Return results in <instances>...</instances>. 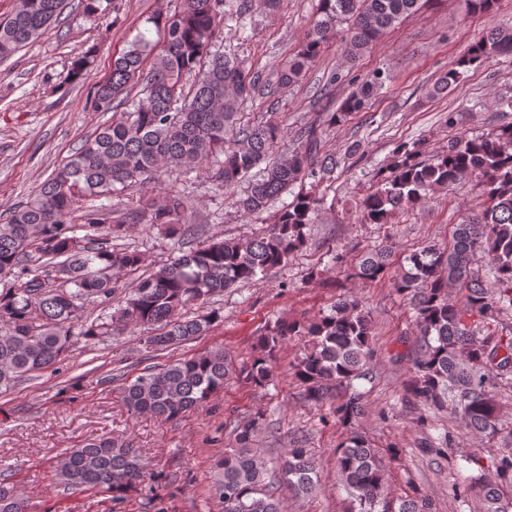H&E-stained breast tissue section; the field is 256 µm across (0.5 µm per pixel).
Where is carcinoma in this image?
Returning a JSON list of instances; mask_svg holds the SVG:
<instances>
[{"label":"carcinoma","mask_w":512,"mask_h":512,"mask_svg":"<svg viewBox=\"0 0 512 512\" xmlns=\"http://www.w3.org/2000/svg\"><path fill=\"white\" fill-rule=\"evenodd\" d=\"M422 0H319L317 14L299 49L272 66L275 89L298 85L333 39L337 27L349 24L345 55L354 61L375 45L388 29L415 13ZM64 0H22L0 20V61L39 38L62 13ZM249 0H177L174 9L146 19L157 39L138 32L126 50L113 59L107 78L96 84L90 106L110 112L114 102L126 104L120 120L102 128L83 144L23 203L0 219V394L26 379L60 369L70 348L96 343L129 326H157L163 332L146 337L151 349L190 341L219 321L216 310L179 320L177 312L204 306L212 295L258 273L288 263L303 247L305 228L319 210L320 199L300 193L274 215L269 229L242 241L211 240L180 251L170 263L139 278L131 296L112 308L117 281L141 269L143 255L120 243L127 228L97 209L82 210L81 201L107 197L117 188L133 187L167 169L203 170L223 155L217 181L232 206L260 215L269 202L298 182L330 176L357 152L323 150L318 128L344 123L369 105L390 78L383 69L355 85L338 107L321 113L318 122L298 132L297 146L278 159L269 157L284 136V127L269 118L250 124L239 105L261 91L262 74L242 62L212 51L224 35V20L244 18ZM512 55V28L493 29L475 42L435 83L432 94L454 89L461 71ZM88 50L73 62L81 79L94 66ZM141 84L139 97L128 98ZM392 176L360 204L361 223L387 224L394 214L422 194L473 177L486 202L483 209L455 225L445 247L427 244L407 255L395 292L410 298L417 327L411 352L406 401L416 408L446 410L467 432L512 444V425L503 420L495 389L512 388V330H484L512 309V123L474 138H460L427 164L420 149L401 143L393 152ZM254 176L248 190L233 189ZM186 199L172 190L146 203V223L186 244L195 234L183 222ZM391 250L365 254L353 278L374 283L384 277ZM486 259L488 275L475 269ZM461 294L452 299L453 290ZM96 302L103 312L90 318L84 305ZM372 317L357 297L346 296L329 313L304 323L276 320L258 336L254 354L233 369L224 349L215 348L161 368L148 367L122 387L123 402L133 414L150 413L176 420L203 406L224 390L230 372L256 386L266 385L282 347L296 336L307 348L292 365L307 401L336 399V421L349 433L336 448V470L349 498V512H435L425 495L388 500L383 465L377 449L354 425L366 414L364 393L354 381L370 374ZM263 416L239 423L236 448L217 465L215 491L221 512H284L272 491L285 480L298 492L318 490L311 449L294 445L268 474L263 450L255 447ZM52 475L68 493L109 494L122 501L143 488L171 484L168 476L148 472L133 444L112 438L89 439L59 455ZM477 496L481 512H512V447L493 458L491 473H481L457 498L463 505ZM0 512H31L29 502L0 484Z\"/></svg>","instance_id":"1"}]
</instances>
